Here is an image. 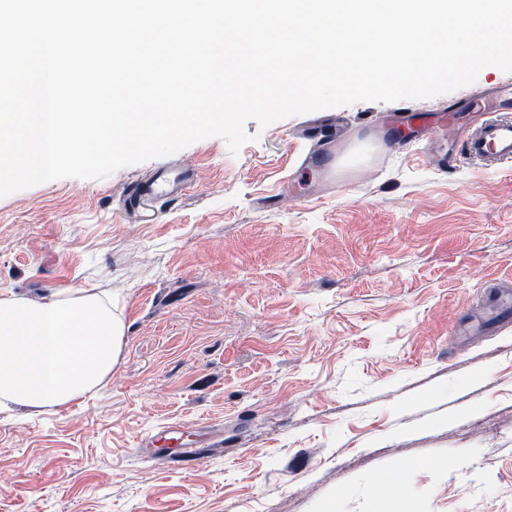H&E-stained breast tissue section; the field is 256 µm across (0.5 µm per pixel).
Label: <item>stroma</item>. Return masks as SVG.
Listing matches in <instances>:
<instances>
[{"label":"stroma","instance_id":"obj_1","mask_svg":"<svg viewBox=\"0 0 512 512\" xmlns=\"http://www.w3.org/2000/svg\"><path fill=\"white\" fill-rule=\"evenodd\" d=\"M506 77L248 121L136 217L158 159L0 197V293L104 291L127 326L97 393L0 410V512H512V166L418 120L472 125Z\"/></svg>","mask_w":512,"mask_h":512}]
</instances>
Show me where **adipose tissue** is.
I'll return each mask as SVG.
<instances>
[{
    "instance_id": "adipose-tissue-1",
    "label": "adipose tissue",
    "mask_w": 512,
    "mask_h": 512,
    "mask_svg": "<svg viewBox=\"0 0 512 512\" xmlns=\"http://www.w3.org/2000/svg\"><path fill=\"white\" fill-rule=\"evenodd\" d=\"M125 334L111 299L87 288H65L38 304L1 296L0 407L47 411L99 391Z\"/></svg>"
}]
</instances>
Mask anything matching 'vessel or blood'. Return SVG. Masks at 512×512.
I'll return each instance as SVG.
<instances>
[{
	"mask_svg": "<svg viewBox=\"0 0 512 512\" xmlns=\"http://www.w3.org/2000/svg\"><path fill=\"white\" fill-rule=\"evenodd\" d=\"M461 137L469 160L490 168L512 163V115L485 116L477 125L463 129ZM196 181L197 171L192 165H159L151 177L134 187L128 206L133 209L144 202L175 200Z\"/></svg>",
	"mask_w": 512,
	"mask_h": 512,
	"instance_id": "1",
	"label": "vessel or blood"
}]
</instances>
